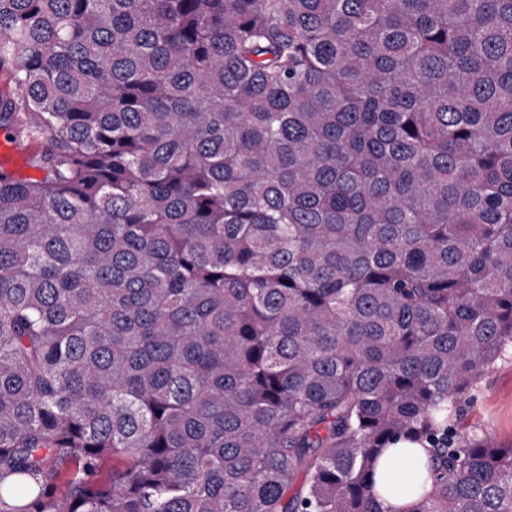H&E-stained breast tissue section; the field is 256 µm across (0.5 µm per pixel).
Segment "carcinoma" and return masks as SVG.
Returning <instances> with one entry per match:
<instances>
[{"instance_id":"carcinoma-1","label":"carcinoma","mask_w":512,"mask_h":512,"mask_svg":"<svg viewBox=\"0 0 512 512\" xmlns=\"http://www.w3.org/2000/svg\"><path fill=\"white\" fill-rule=\"evenodd\" d=\"M3 70L0 512H384L399 440L512 512V0H0ZM19 150V141L14 134L6 128H0V165L16 176L21 165ZM463 408L472 425L485 429L497 443L512 444V360L499 362L482 377Z\"/></svg>"}]
</instances>
